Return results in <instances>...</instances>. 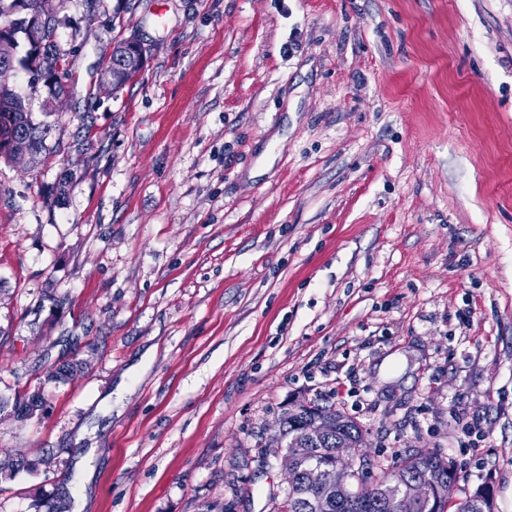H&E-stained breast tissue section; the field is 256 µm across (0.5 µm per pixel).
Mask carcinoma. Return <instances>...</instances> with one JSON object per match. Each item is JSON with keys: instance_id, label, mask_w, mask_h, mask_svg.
Segmentation results:
<instances>
[{"instance_id": "1", "label": "carcinoma", "mask_w": 512, "mask_h": 512, "mask_svg": "<svg viewBox=\"0 0 512 512\" xmlns=\"http://www.w3.org/2000/svg\"><path fill=\"white\" fill-rule=\"evenodd\" d=\"M44 0H0V18L9 19L12 26L11 46L15 69L30 74V93L38 90L42 83L48 88L60 89L71 77L68 54L61 52L57 42L38 48L25 36L24 20L38 16ZM25 49L19 50L20 43ZM22 131L35 141L38 152L46 150L49 125L33 120L29 98L18 94L6 84H0V140L11 133ZM45 400L41 389L24 393L15 398L13 408L33 415L43 409ZM314 416H323L332 423L325 440L318 445H307L293 449L297 461L291 467L297 472L295 483L285 492L278 503L277 512H322L315 499L316 490L307 486L304 473L307 469L322 464H346L336 456V439L357 436L360 425L333 405L321 403V399L301 400L294 403L282 417L283 434L286 438L298 437L302 428ZM406 479L425 478L432 487L430 505H418L407 511L389 505L387 491L396 476ZM460 474L456 463L435 451L414 448L399 457L393 466L371 462L368 470L353 474L352 492L356 498V509L346 502L332 512H494L492 491L479 486L463 497L458 496Z\"/></svg>"}]
</instances>
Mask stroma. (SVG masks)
Masks as SVG:
<instances>
[{
    "label": "stroma",
    "mask_w": 512,
    "mask_h": 512,
    "mask_svg": "<svg viewBox=\"0 0 512 512\" xmlns=\"http://www.w3.org/2000/svg\"><path fill=\"white\" fill-rule=\"evenodd\" d=\"M0 158V512H273L292 400L512 512V0H69ZM140 75L90 94L116 42ZM76 375L47 381L52 369ZM22 131L35 141L38 154L46 150L50 132L46 123L35 122L29 108V98L18 94L9 85L0 84V158L8 162L22 163L34 159L33 143L25 133L14 135L7 144V151L1 144L12 132Z\"/></svg>",
    "instance_id": "obj_1"
}]
</instances>
